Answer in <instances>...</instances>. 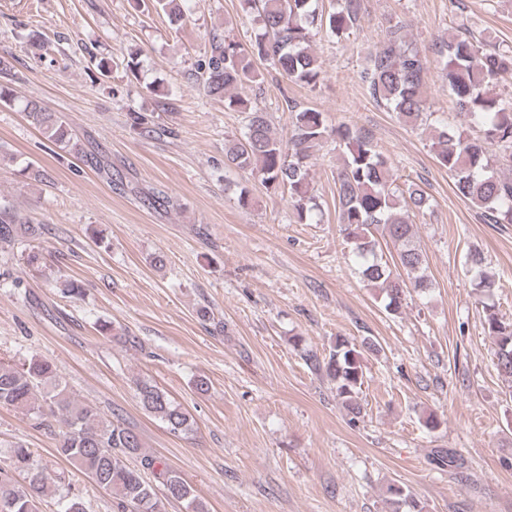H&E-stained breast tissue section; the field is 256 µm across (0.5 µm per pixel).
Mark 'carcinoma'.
<instances>
[{
    "label": "carcinoma",
    "instance_id": "carcinoma-1",
    "mask_svg": "<svg viewBox=\"0 0 512 512\" xmlns=\"http://www.w3.org/2000/svg\"><path fill=\"white\" fill-rule=\"evenodd\" d=\"M190 0H153L152 7L179 24ZM242 10L256 12L257 31L247 44L213 33L197 69L202 71L203 90L213 99L245 114V130L228 139L224 165L257 178L267 190L288 189L289 205L298 222L312 218L319 205L308 181V159L328 138L346 148L347 156L336 174L340 232L352 244L358 274L369 285L381 286L386 309L401 312L406 293L429 287L424 274L425 257L415 243L409 213L429 205L426 192L416 183L403 190L393 187L391 161L370 141L346 125L331 128L322 112L286 98L291 114L288 138L276 136L268 113L234 93L245 83L259 80L256 60L268 62L289 81L311 88L323 79L324 71L309 49L312 33L329 41L339 40L354 28L360 0H337V7L324 14L318 0H241ZM442 65V78L456 101L463 124L435 128L431 148L437 162L448 170L459 195L485 213L494 224H512V179L499 175L489 147L497 146L512 159V97L503 98L490 87L512 74V49L504 50L475 37L450 34L435 43ZM428 58L405 40L401 29L390 32L387 41L367 59L362 80L371 97L396 113L406 123H415L425 111V75ZM28 120L54 145L74 154L83 152L69 122L47 111L36 99L22 105ZM131 126L139 133L161 129L154 115L130 113ZM479 129L471 137L462 125ZM383 228L396 252V261L383 260V249L375 236ZM34 232L31 220L0 203V242L18 245ZM484 257L474 251L466 264L475 272L479 297L493 295L497 281L483 268ZM485 328L496 340V366L501 377L512 383V323L501 320L494 306L486 305ZM327 376L348 412L361 414L357 398L364 383L363 353L344 338L336 344L325 363ZM143 408L162 420L170 432L187 433L191 421L182 407L149 381L137 386ZM0 405L21 409L39 422L45 413L58 418L56 456L91 478L112 495L114 512H167L166 504H186L189 512H206V506L177 471L142 452L143 443L135 428L121 422H103L94 410L78 400L57 379L50 360L33 356L20 363L0 358ZM137 456L140 465L128 458ZM27 475V484L17 486L9 471ZM154 473L159 486L145 478ZM46 491V476L34 464L32 452L23 444L13 446L8 468L0 467V503L6 512H40Z\"/></svg>",
    "mask_w": 512,
    "mask_h": 512
}]
</instances>
